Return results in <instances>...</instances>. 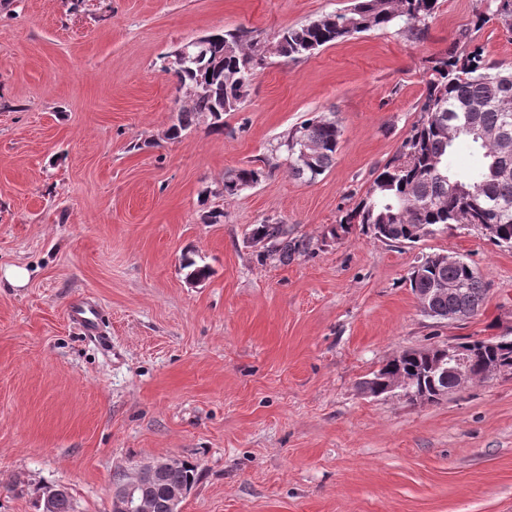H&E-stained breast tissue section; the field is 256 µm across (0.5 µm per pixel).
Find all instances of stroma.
<instances>
[{"instance_id":"stroma-1","label":"stroma","mask_w":512,"mask_h":512,"mask_svg":"<svg viewBox=\"0 0 512 512\" xmlns=\"http://www.w3.org/2000/svg\"><path fill=\"white\" fill-rule=\"evenodd\" d=\"M350 0H0V512L41 487L110 512L117 469L162 458L201 477L183 512H512V377L434 404L359 384L406 350L512 331V250L449 225L411 244L333 230L419 119L429 60L481 0H439L418 37L354 35L292 60L279 32ZM246 28L261 49L223 131L168 139L184 92L166 57ZM336 120L314 182L285 165L284 134ZM264 178L228 197L224 173ZM221 223H206L208 212ZM283 221L308 248L262 256L252 225ZM463 256L479 312L424 315L419 257ZM208 266L189 280L184 257ZM82 296L101 336L71 318Z\"/></svg>"}]
</instances>
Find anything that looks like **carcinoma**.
<instances>
[{
	"instance_id": "carcinoma-1",
	"label": "carcinoma",
	"mask_w": 512,
	"mask_h": 512,
	"mask_svg": "<svg viewBox=\"0 0 512 512\" xmlns=\"http://www.w3.org/2000/svg\"><path fill=\"white\" fill-rule=\"evenodd\" d=\"M439 8V0H351L347 9L331 12L306 25L288 28L277 36L279 53L294 60L355 34L380 31L394 25L419 34ZM512 32V0H486L475 15L473 27L460 31L448 51L431 58L432 79L420 103V118L397 154L379 171L365 198L340 220L347 233L351 225L371 229L380 240L415 243L450 224L495 225L488 238L498 247L512 248V151L504 152L495 136L502 129L512 138V70L503 71L486 58L475 34L489 22ZM259 42L251 31H222L206 46L191 49V60L181 65V51L171 55L168 69L186 90L187 104L178 113L167 137L177 139L196 119L205 116L219 130L224 113L237 110L247 95L254 75ZM340 137L336 121L325 116L309 119L284 136L288 173L313 182L334 161ZM466 140L482 151L481 164L464 167L454 159L458 141ZM265 172L243 167L224 174V194L234 196L258 184ZM248 240L262 245L265 253L286 263L305 251L304 241L293 236L288 225L265 221L254 225ZM467 289L465 299L440 293L442 281ZM409 285L416 297L431 300L428 317L453 320L470 317L484 303L487 286L465 260L446 266L422 258L413 267ZM490 340H469L477 364L494 365L501 358L488 346ZM401 360L410 377L427 369L428 358L420 350L405 352ZM198 467L181 460L166 470L161 487L146 492L156 512L172 488L191 490ZM54 512H74L71 495L61 485L45 486L35 501L36 512L46 502Z\"/></svg>"
}]
</instances>
